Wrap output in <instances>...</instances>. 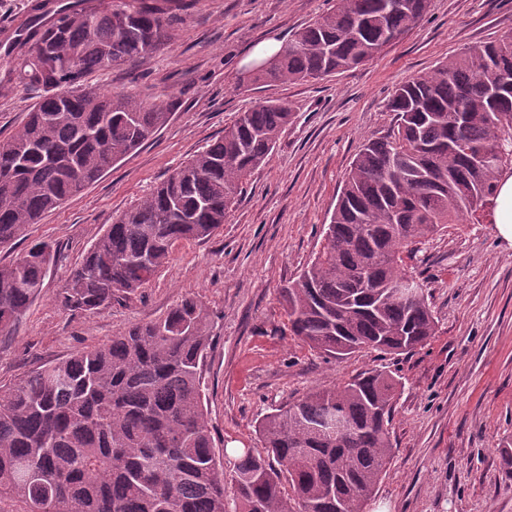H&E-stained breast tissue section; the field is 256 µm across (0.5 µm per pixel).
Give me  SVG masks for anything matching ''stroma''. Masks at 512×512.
<instances>
[{
	"mask_svg": "<svg viewBox=\"0 0 512 512\" xmlns=\"http://www.w3.org/2000/svg\"><path fill=\"white\" fill-rule=\"evenodd\" d=\"M335 0H191L160 52L136 66L96 72L86 88L168 103L169 121L100 180L0 247V264L31 244L55 248L38 297L0 335V383L156 320L183 298L207 310L205 417L232 472L240 448L262 451L259 421L307 392L377 369L399 381L388 429L392 456L365 512H512V240L492 221L452 224L413 258L437 320L408 354L364 349L327 359L288 332L281 290L318 251L362 144L387 136L396 87L432 73L465 47L512 32V0H430L424 20L358 68L321 81L241 83L256 47L282 43ZM260 100L285 102L291 119L267 163L253 171L224 226L180 244L143 288L92 314L58 295L108 224ZM37 98L0 96V140Z\"/></svg>",
	"mask_w": 512,
	"mask_h": 512,
	"instance_id": "35a3bbf8",
	"label": "stroma"
}]
</instances>
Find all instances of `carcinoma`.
<instances>
[{"instance_id": "1", "label": "carcinoma", "mask_w": 512, "mask_h": 512, "mask_svg": "<svg viewBox=\"0 0 512 512\" xmlns=\"http://www.w3.org/2000/svg\"><path fill=\"white\" fill-rule=\"evenodd\" d=\"M186 0H44L0 41V96L22 87L38 101L0 141V246L137 150L170 117L163 102L83 87L93 72L163 50ZM429 0H336L276 50L251 84L322 80L372 60L427 14ZM392 133L359 150L323 242L282 288L290 332L340 359L364 348L408 353L436 333L423 284L407 260L449 224L491 216L498 178L512 170V34L469 46L388 103ZM288 107L275 100L241 113L224 135L114 219L71 274L59 302L93 313L134 293L177 245L212 237L243 180L264 164ZM493 148L484 162L478 152ZM38 242L0 265V333L12 330L53 259ZM367 267L370 288L356 287ZM203 305L183 299L166 315L0 386V504L17 512H361L391 457L397 382L382 370L317 389L266 415V454L243 449L224 480L204 415ZM341 414L355 433H320Z\"/></svg>"}]
</instances>
